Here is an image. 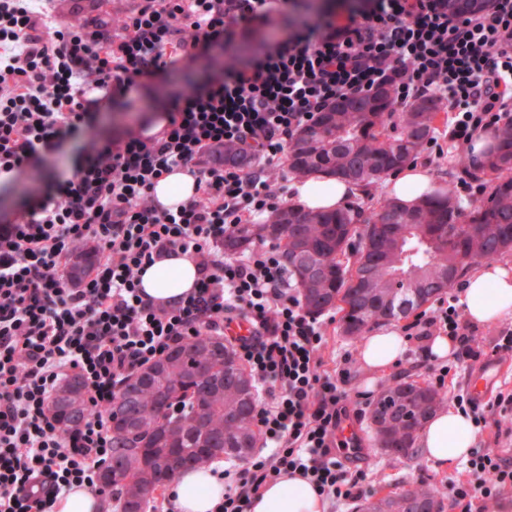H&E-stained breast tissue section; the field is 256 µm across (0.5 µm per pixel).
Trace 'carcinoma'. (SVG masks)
<instances>
[{"label": "carcinoma", "instance_id": "carcinoma-1", "mask_svg": "<svg viewBox=\"0 0 512 512\" xmlns=\"http://www.w3.org/2000/svg\"><path fill=\"white\" fill-rule=\"evenodd\" d=\"M439 111L433 97L397 111L394 89L388 85L338 100L298 132L290 145L289 166L297 174H324L372 188L414 160L432 140ZM496 139L497 146L482 162L483 174L512 171V130H498ZM267 241L280 250L306 310L319 315L338 308L344 333L358 336L372 324L406 317L436 299L448 289V278H459L472 264L512 253V177L498 180L465 221L448 187L425 193L413 208L383 200L368 215L352 207L306 211L289 205L269 224L240 225L224 240V252L241 254ZM197 363L214 369L209 380L197 378ZM129 393L134 414L121 413L113 403L103 414L110 426L112 456L125 459L112 486L123 489L131 480L147 495L136 503V512H147L152 495L184 471L169 464L157 477L139 465L140 451L158 459L197 458L200 449L212 448L245 461L257 447V391L222 336L203 332L139 370L118 396ZM445 401L446 395L428 384H384L369 407V418L385 425L386 452L413 458L417 432ZM51 411L64 432L77 430L89 414L83 386L54 397ZM439 503L421 485L366 500L357 512H432Z\"/></svg>", "mask_w": 512, "mask_h": 512}]
</instances>
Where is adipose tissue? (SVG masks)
Segmentation results:
<instances>
[{
  "mask_svg": "<svg viewBox=\"0 0 512 512\" xmlns=\"http://www.w3.org/2000/svg\"><path fill=\"white\" fill-rule=\"evenodd\" d=\"M432 177L419 164L402 167L388 184L390 196L411 208L431 186ZM361 186L328 176H318L296 184L294 198L305 209H340L361 194ZM195 265L184 258L155 264L143 277L145 291L158 299H169L190 289L196 279ZM459 298L475 323H494L512 314V273L501 266L484 267L464 277ZM408 340L399 330L383 328L367 337L363 359L373 369L396 366L406 351ZM474 444V424L462 412L443 409L427 420L421 446L428 459L448 465L469 456ZM177 512H215L224 499V478L213 466L186 469L182 479L169 491ZM251 512H323L320 498L303 479L282 478L267 485Z\"/></svg>",
  "mask_w": 512,
  "mask_h": 512,
  "instance_id": "1",
  "label": "adipose tissue"
}]
</instances>
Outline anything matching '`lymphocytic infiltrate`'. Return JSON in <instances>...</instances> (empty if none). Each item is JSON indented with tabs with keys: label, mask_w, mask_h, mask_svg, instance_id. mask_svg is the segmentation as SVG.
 Returning a JSON list of instances; mask_svg holds the SVG:
<instances>
[{
	"label": "lymphocytic infiltrate",
	"mask_w": 512,
	"mask_h": 512,
	"mask_svg": "<svg viewBox=\"0 0 512 512\" xmlns=\"http://www.w3.org/2000/svg\"><path fill=\"white\" fill-rule=\"evenodd\" d=\"M30 2L0 0V87L10 89L0 95V185L16 183L95 116L86 100L94 86L111 85L122 105L137 77L182 59L205 78L183 86L164 127L145 113L135 128L87 140L72 165L51 171L25 222H0V512H51L60 494L97 489L111 455L100 410L124 381L190 337L220 336L241 321L249 333L234 343L258 387L266 450L236 466L219 512H249L285 476L305 479L326 502L357 499L368 475L336 453L351 354L324 370L323 324L305 309L278 250L230 256L224 240L283 203L288 140L336 98L385 83L404 109L434 94L452 116L456 155L476 132L512 122V0L453 16L448 0H378L341 16L287 11L291 35L245 64L207 52L228 49L236 27L270 19L274 0H135L109 21L62 29ZM229 152L244 154L247 167L226 160ZM175 173L192 177L194 193L161 207L156 188ZM85 254L89 270L70 278ZM180 256L196 266L193 288L166 301L147 296V270ZM411 328L424 366L432 337L457 342L452 361L430 367L440 385L488 351L512 352V322L486 348L446 299ZM74 375L91 413L71 439L48 402ZM454 406L483 430L491 416H512V390L484 406L462 393ZM464 469L465 480L446 487L451 507L496 512L512 489V459L480 448Z\"/></svg>",
	"instance_id": "obj_1"
}]
</instances>
